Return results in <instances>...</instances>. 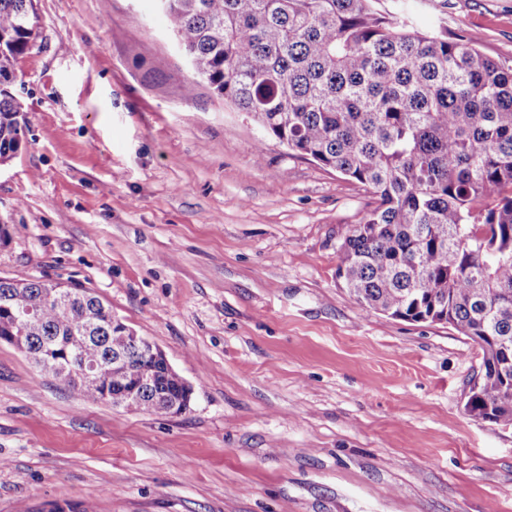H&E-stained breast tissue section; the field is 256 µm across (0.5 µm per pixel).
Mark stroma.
Listing matches in <instances>:
<instances>
[{
	"label": "stroma",
	"mask_w": 512,
	"mask_h": 512,
	"mask_svg": "<svg viewBox=\"0 0 512 512\" xmlns=\"http://www.w3.org/2000/svg\"><path fill=\"white\" fill-rule=\"evenodd\" d=\"M35 4L0 277L90 289L193 394L91 403L0 342V512H512V427L465 408L480 346L336 277L368 191L196 79L156 0ZM375 7L512 67V0Z\"/></svg>",
	"instance_id": "35a3bbf8"
}]
</instances>
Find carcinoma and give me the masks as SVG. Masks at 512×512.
<instances>
[{
  "label": "carcinoma",
  "instance_id": "carcinoma-1",
  "mask_svg": "<svg viewBox=\"0 0 512 512\" xmlns=\"http://www.w3.org/2000/svg\"><path fill=\"white\" fill-rule=\"evenodd\" d=\"M374 0H166L196 76L289 150L363 185L375 200L337 250L360 309L444 322L483 350L466 409L512 426V68L479 41L421 32ZM38 23L35 0H0V164L20 150L24 108L9 91ZM0 278V337L31 306L25 355L112 365L109 383L52 375L93 403L169 414L179 374L127 352L90 290Z\"/></svg>",
  "mask_w": 512,
  "mask_h": 512
}]
</instances>
